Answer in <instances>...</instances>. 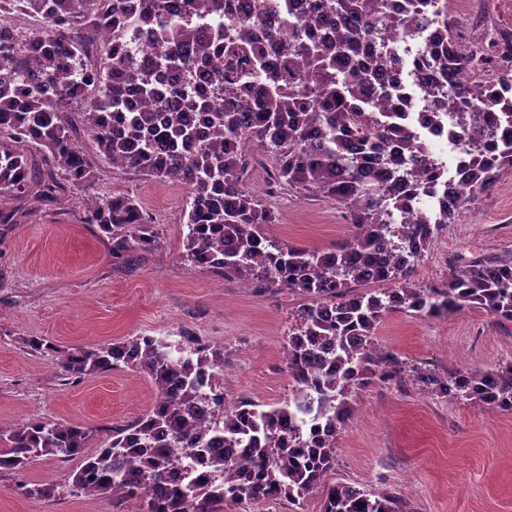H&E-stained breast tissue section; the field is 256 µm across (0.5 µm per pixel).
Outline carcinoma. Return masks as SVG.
<instances>
[{
	"mask_svg": "<svg viewBox=\"0 0 512 512\" xmlns=\"http://www.w3.org/2000/svg\"><path fill=\"white\" fill-rule=\"evenodd\" d=\"M288 13L274 24L272 13ZM23 13L27 32L0 26V199L56 203L85 184L96 161L188 189L184 261L242 280L262 293L307 302L293 311L285 358L292 393L263 408L224 396V353L192 336L189 354L153 336L75 347L56 357L68 378L124 366L150 380L156 398L134 423L83 454L94 430L76 422L27 420L0 428V470L39 456L82 455L75 496L137 498L140 512H224L262 499L323 496L322 512H404L392 491L326 482L336 439L355 412L352 395L402 382L396 357L375 342L390 312L432 315L476 305L512 321V250L472 256L439 288L420 287L415 267L435 235L512 169V35L487 29L462 46L448 27V0H315L297 12L284 0H0ZM428 20L438 29L405 90L385 82L400 65L388 46ZM154 39L141 59L140 33ZM209 68V92L194 86ZM184 83L162 94L154 78ZM136 92L141 106L129 102ZM429 102L422 125L452 113L450 139L489 142L468 169L456 204L414 221L441 169L399 116L410 97ZM96 151L80 145V132ZM272 155L277 191L336 202L357 232L333 251L290 245L265 227L276 214L246 185V144ZM83 223L112 240V257L148 252L159 232L129 194L84 204ZM391 282L393 287L359 288ZM411 383L450 402L512 413V363L490 370L413 371ZM224 425V449L207 426ZM162 493L153 498L147 488Z\"/></svg>",
	"mask_w": 512,
	"mask_h": 512,
	"instance_id": "cac0c4a2",
	"label": "carcinoma"
}]
</instances>
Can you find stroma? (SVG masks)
<instances>
[{
	"label": "stroma",
	"mask_w": 512,
	"mask_h": 512,
	"mask_svg": "<svg viewBox=\"0 0 512 512\" xmlns=\"http://www.w3.org/2000/svg\"><path fill=\"white\" fill-rule=\"evenodd\" d=\"M512 33V0H448V24ZM129 193L152 218L161 244L133 265L117 262L112 242L80 221L85 202ZM187 190L99 162L91 182L51 206H28L0 237V426L32 418L96 429L91 448L112 429L141 417L155 401L142 375L125 368L69 379L54 352L33 353L39 336L56 350L156 336L181 343L190 335L224 349V390L263 407L291 393L284 346L295 296L258 293L237 280L192 268L182 258ZM269 203L271 233L302 247L329 250L354 232L348 215L321 196L280 193ZM512 250V172H503L428 246L415 280H447L456 257ZM381 349L405 372L488 370L512 363V322L480 308L437 315L387 314L376 331ZM355 413L337 440L332 480L370 492L394 491L406 512H512V413L429 395L414 385L372 381L353 395ZM78 460L41 456L21 472L0 474V512H140L71 495ZM27 483L51 484L31 499Z\"/></svg>",
	"instance_id": "obj_1"
}]
</instances>
